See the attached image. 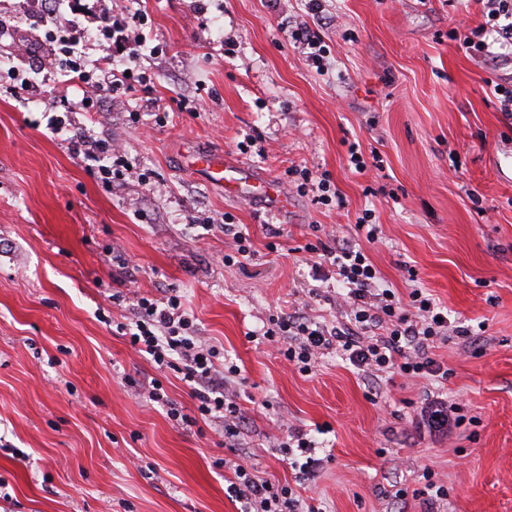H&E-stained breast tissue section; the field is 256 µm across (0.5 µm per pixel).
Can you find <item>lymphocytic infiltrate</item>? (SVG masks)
<instances>
[{
  "label": "lymphocytic infiltrate",
  "mask_w": 512,
  "mask_h": 512,
  "mask_svg": "<svg viewBox=\"0 0 512 512\" xmlns=\"http://www.w3.org/2000/svg\"><path fill=\"white\" fill-rule=\"evenodd\" d=\"M481 2L483 24L468 31L451 29L450 40L474 56H491L496 47L512 50V0ZM48 37L59 45L58 65L73 83H90L96 90L108 93L147 84L146 73L135 69L128 73L107 70L101 62L86 59L75 50L66 31H52ZM70 143L76 154L97 162L103 185H110L114 177L120 176L125 161L111 141L78 133ZM306 250L335 267L337 281L346 290L343 303L348 322L328 329L297 313L270 317L264 336L270 341L285 340L280 353L289 364L303 372L311 371L324 351L334 346L371 376L392 372L406 378L447 379V369L427 354L431 343L449 333L447 319L429 294L414 288L403 301L391 289H377L378 271L363 250L351 246L334 248L321 241L307 244ZM127 330L131 346L148 357L158 372L144 389L150 401L166 406L168 418L179 425L193 427L202 420L220 419L225 438L236 435L242 413L239 404L226 394L224 385L238 370L233 365L225 366L220 350L201 340L195 319L185 309L177 290H168L159 299L137 298L129 309ZM167 371L180 374L191 385L196 400L194 413L183 412L170 401L160 379L161 373ZM285 448L287 455L305 457L298 466L294 485L261 481L246 465L234 466L235 481L229 490L234 496L245 498L247 512H320L314 504H303L296 492L297 486L314 475L317 461L312 456L313 441L297 428L289 433Z\"/></svg>",
  "instance_id": "obj_1"
}]
</instances>
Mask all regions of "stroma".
I'll use <instances>...</instances> for the list:
<instances>
[{
  "label": "stroma",
  "instance_id": "obj_1",
  "mask_svg": "<svg viewBox=\"0 0 512 512\" xmlns=\"http://www.w3.org/2000/svg\"><path fill=\"white\" fill-rule=\"evenodd\" d=\"M24 2L0 0V512H242L218 460L293 482L279 451L292 428L324 460L298 489L322 512H512V119L490 88L512 86V52L474 57L448 37L480 25V5L322 0L316 18L308 0H89L85 32L105 12L136 14L151 47L137 61L149 90L69 116L121 144L127 168L106 187L46 125L63 76ZM303 26L326 47L324 71L291 38ZM189 142L265 176L268 199L185 171ZM353 149L381 168L355 172ZM293 168L329 173L343 207L298 191ZM367 209L379 287L423 288L469 330L429 350L447 379L373 383L333 349L304 373L261 336L280 311L341 322L335 271L304 247L321 231L359 243ZM226 217L250 236L245 266L224 264ZM161 288L239 368L235 447L222 423L182 427L122 383L154 369L118 332L128 310L112 295ZM436 400L476 424L433 428ZM427 468L447 498H396Z\"/></svg>",
  "mask_w": 512,
  "mask_h": 512
}]
</instances>
